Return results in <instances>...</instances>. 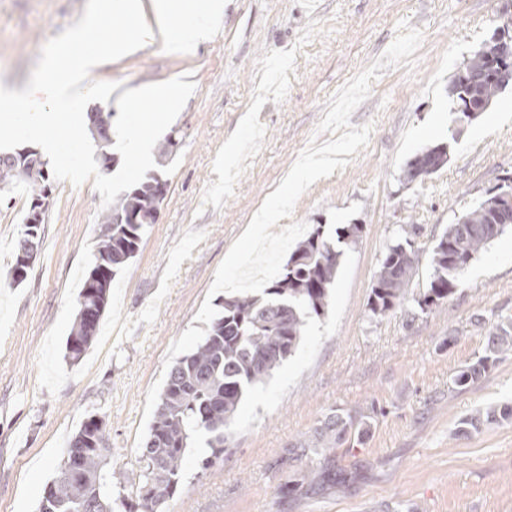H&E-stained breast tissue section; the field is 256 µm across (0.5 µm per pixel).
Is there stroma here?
I'll list each match as a JSON object with an SVG mask.
<instances>
[{"label":"stroma","mask_w":512,"mask_h":512,"mask_svg":"<svg viewBox=\"0 0 512 512\" xmlns=\"http://www.w3.org/2000/svg\"><path fill=\"white\" fill-rule=\"evenodd\" d=\"M87 0H0V85L25 88L44 45ZM512 0H228L218 35L193 54L161 42L104 63L95 81L129 90L190 75L195 91L168 132L178 147L154 171L167 183L155 224L113 285L91 348L65 358L77 295L102 233L92 182L53 181L44 240L28 277L0 285V512H38L69 439L104 420L109 467L138 484L140 450L173 363L207 326L196 314L233 242L312 140L328 102L391 44L400 23L423 34L412 67L383 70L350 121L367 147L313 184L291 222L360 224L326 314L296 353L242 402L223 461L194 435L165 512H512V420L468 421L512 405V356L457 389L489 328L512 317V231L477 256L455 292L421 311L433 244L488 191L512 179V86L457 128L448 82L490 40ZM444 143L448 163L410 184L406 163ZM28 189L0 201V272L23 229ZM418 255L405 299L368 309L371 285L404 225ZM355 422L336 448L339 487L284 495L306 469L301 443L328 417Z\"/></svg>","instance_id":"stroma-1"}]
</instances>
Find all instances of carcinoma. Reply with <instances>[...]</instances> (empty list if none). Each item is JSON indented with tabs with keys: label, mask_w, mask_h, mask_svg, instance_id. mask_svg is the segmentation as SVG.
<instances>
[{
	"label": "carcinoma",
	"mask_w": 512,
	"mask_h": 512,
	"mask_svg": "<svg viewBox=\"0 0 512 512\" xmlns=\"http://www.w3.org/2000/svg\"><path fill=\"white\" fill-rule=\"evenodd\" d=\"M491 39L475 50L459 67L448 85V96L463 103L471 101L475 112L455 113L461 126L487 111L502 83L493 76ZM462 73L486 74L483 82L471 85ZM448 163V145L428 148L411 159L404 170L408 183L422 180ZM23 181L31 197H41L47 179L33 173L26 164L0 160V193H9ZM159 180L152 174L123 192L102 215L104 231L94 261L106 267L105 287L99 295L86 293L83 281L74 322L65 343V357L79 362L96 336L108 303L112 282L136 256L146 226L156 221L162 201ZM492 194L459 216L436 240L431 256L432 273L421 310L438 306L453 294L464 268L499 236L512 230L511 224H492L488 215L496 202ZM133 212L138 224H119V216ZM361 224H343L329 236L324 225H317L288 254L280 273L263 293H232L219 303L206 335L170 369L160 394L148 435L141 450L140 479L134 496L112 497V474L104 471L109 449L104 434L89 416L68 442L67 455L53 480L44 489L39 512H161L159 506L174 498L180 484V471L191 436H208L211 456L221 458L227 447L231 426L246 395L264 383L291 357L304 336L307 320L321 317L329 305L340 257L344 249L357 243ZM418 256L410 240L389 247L375 276L369 296L370 311L383 316L399 304L417 268ZM95 312L92 327H87L82 310ZM504 355H512V321L502 320L488 332L484 355L461 369L453 383L464 388L477 381ZM345 431L343 418L325 422L320 432L301 443L312 448L324 463L307 462L306 484L310 490L323 484H336V444Z\"/></svg>",
	"instance_id": "1"
}]
</instances>
